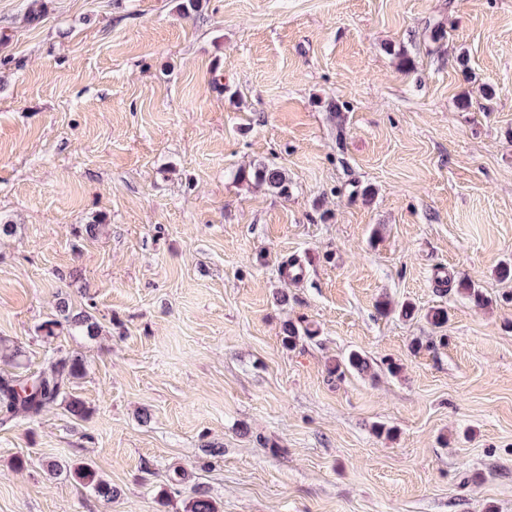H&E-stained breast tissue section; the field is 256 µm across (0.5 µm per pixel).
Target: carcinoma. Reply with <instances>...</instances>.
I'll return each mask as SVG.
<instances>
[{"mask_svg": "<svg viewBox=\"0 0 512 512\" xmlns=\"http://www.w3.org/2000/svg\"><path fill=\"white\" fill-rule=\"evenodd\" d=\"M235 178L240 182L265 185L279 196L286 197L291 191L288 175L280 168L258 164L241 167ZM457 292L467 298L478 309L489 303L483 292L470 281L460 280ZM85 336H97L101 326L87 315H73L69 306L62 302L58 306L57 317L42 323L38 327L40 336L49 341L63 328ZM315 331L300 323L287 322L281 330V342L284 348L294 350L305 341L314 339ZM372 365L367 357L357 350L350 351L345 357L337 359L327 367L328 378L342 379L346 374L357 372L367 374ZM86 374L84 360L74 355H50L43 368L26 379L12 375L0 376V423L6 425L13 421L33 420L51 406L62 402L75 419H85L90 413L89 407L80 397L67 392L69 385ZM49 473L65 476L81 486L90 488L101 500L109 503L116 490L108 480L88 464L60 465L47 464ZM186 512H219L216 502L207 491L197 487L193 496L185 505Z\"/></svg>", "mask_w": 512, "mask_h": 512, "instance_id": "carcinoma-1", "label": "carcinoma"}]
</instances>
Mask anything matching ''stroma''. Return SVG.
<instances>
[{
	"label": "stroma",
	"mask_w": 512,
	"mask_h": 512,
	"mask_svg": "<svg viewBox=\"0 0 512 512\" xmlns=\"http://www.w3.org/2000/svg\"><path fill=\"white\" fill-rule=\"evenodd\" d=\"M179 4L0 0V375L79 356L91 410L0 425V512H512V0ZM61 297L100 335L44 342ZM352 350L403 370L329 380ZM235 178L239 182L266 185L271 191L283 197H288L291 191L288 175L280 168L265 164L241 167L237 170ZM314 330L307 325L303 326L301 323L286 322L281 330V342L284 348L294 350L297 346L305 341L312 340L316 336ZM47 470L50 474L71 478L81 486L90 488L94 494L104 502H112L117 491L108 480L104 479L89 464L60 465L48 463Z\"/></svg>",
	"instance_id": "obj_1"
}]
</instances>
